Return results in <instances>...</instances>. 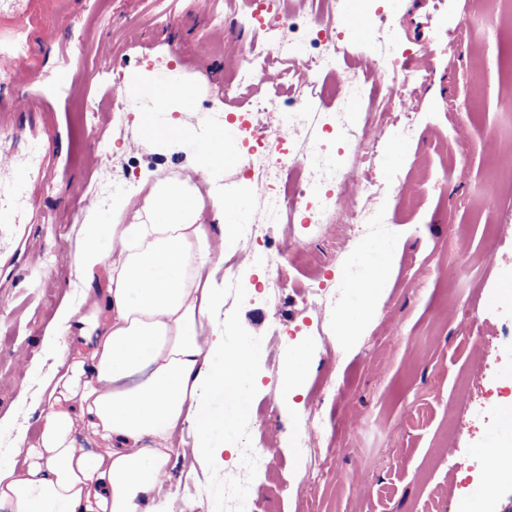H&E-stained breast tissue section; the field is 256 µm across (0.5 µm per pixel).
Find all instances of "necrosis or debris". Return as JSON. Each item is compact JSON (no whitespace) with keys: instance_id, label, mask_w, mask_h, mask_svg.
Masks as SVG:
<instances>
[{"instance_id":"1","label":"necrosis or debris","mask_w":512,"mask_h":512,"mask_svg":"<svg viewBox=\"0 0 512 512\" xmlns=\"http://www.w3.org/2000/svg\"><path fill=\"white\" fill-rule=\"evenodd\" d=\"M244 26L248 34L262 35L268 55L280 64L267 72L259 54H251L225 77L222 88L224 96L234 95L260 72L269 84L268 93L237 116L246 157L242 174L263 197L264 223L326 225L339 219L353 234L364 233L368 206L390 201L374 169L375 146L387 121L399 114L407 135L418 122L405 97L416 73L384 53L377 60L374 93H366L356 76L330 84L342 66V32L318 20L284 17L280 0H249ZM286 88L292 97L285 104ZM310 88L342 105L363 100L365 138L350 140L344 127L315 111L306 94Z\"/></svg>"}]
</instances>
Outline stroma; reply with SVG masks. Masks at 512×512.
<instances>
[{
	"label": "stroma",
	"mask_w": 512,
	"mask_h": 512,
	"mask_svg": "<svg viewBox=\"0 0 512 512\" xmlns=\"http://www.w3.org/2000/svg\"><path fill=\"white\" fill-rule=\"evenodd\" d=\"M360 8L392 51L421 43L432 50L405 89L421 115L415 136L402 139L391 122L377 146L381 183L407 198L375 207V226L359 239L348 238L342 224L298 228L305 243L299 253L286 247L287 225L261 223L255 210L240 220V230L260 227L253 254L261 268L245 267L243 255L225 246L224 272L235 284L224 290V343L246 336L259 351L239 447L266 454L247 482L227 488L210 479L211 459L194 453V436L184 431L185 453L173 465L187 474L180 496L199 500L200 512H458L467 498L464 477L482 471L475 452L498 425L493 391L512 378V307L503 299L512 288V187H500L490 216L475 191L487 180L489 147L512 110V44L498 37L512 33V15L500 17L497 29L467 30L461 22L482 0H409L401 12L360 0ZM246 11L247 0H0V32L21 24L31 44L25 66L0 56V74L9 75L33 118L17 151L36 149L41 166L29 184L34 208L0 231V443H11L20 426L32 436L38 431L39 407L20 422L14 414L51 365L44 338L78 284L72 256L80 225L118 220L121 205L141 188L185 173L196 158L176 135L172 113L147 103L123 133L135 145L132 155L103 153L116 132L107 108L112 80L98 71V54L112 51L128 86L178 74L196 92L201 141L221 115L248 108L268 90L258 77L237 95H217L226 64L240 63L246 50L225 32ZM215 15L223 26H213ZM206 48L214 62L204 71L195 58ZM474 98L478 108L467 110ZM84 99L103 107L80 141L74 120ZM401 140L404 152L388 163ZM239 171L236 163L211 170L206 202L248 197L251 184ZM101 180L115 191L106 209L88 213L80 202ZM379 239L394 244L386 286L375 317L349 339L337 320L359 297L346 279L361 275L360 254ZM490 249L496 262L483 264ZM459 264L466 276L451 278ZM270 269L287 283L272 303L254 290ZM313 277L336 295L322 314L300 292ZM463 307L473 314L465 325L456 315ZM298 347L309 350L312 366L290 395L281 369ZM285 402L294 417L282 416ZM312 415L321 421L320 439L305 450Z\"/></svg>",
	"instance_id": "1"
}]
</instances>
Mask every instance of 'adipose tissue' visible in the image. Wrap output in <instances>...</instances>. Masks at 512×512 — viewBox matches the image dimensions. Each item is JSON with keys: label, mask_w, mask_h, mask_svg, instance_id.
<instances>
[{"label": "adipose tissue", "mask_w": 512, "mask_h": 512, "mask_svg": "<svg viewBox=\"0 0 512 512\" xmlns=\"http://www.w3.org/2000/svg\"><path fill=\"white\" fill-rule=\"evenodd\" d=\"M223 156L156 181L116 224H84L73 254L91 303H66L47 351L60 361L36 395L39 434L22 458L0 463V512H197L178 499L174 436L191 428L196 451L236 447L247 415L257 349L224 344V287L216 275L234 237L240 200L209 223L200 183ZM371 280L353 283L358 306L341 333L359 335L375 315L393 247ZM83 428L97 450L78 446Z\"/></svg>", "instance_id": "obj_1"}]
</instances>
